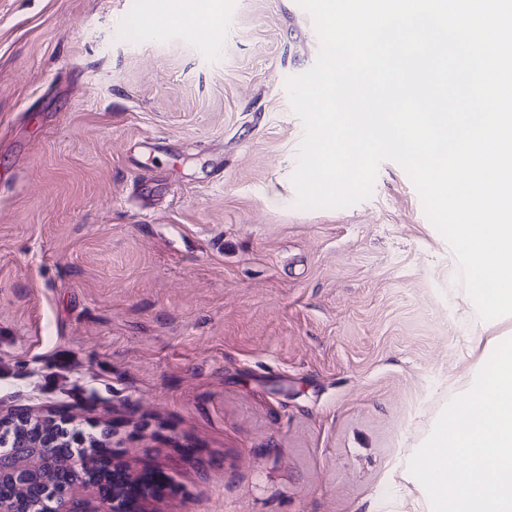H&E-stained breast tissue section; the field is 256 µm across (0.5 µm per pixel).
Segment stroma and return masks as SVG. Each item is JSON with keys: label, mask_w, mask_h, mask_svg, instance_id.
I'll list each match as a JSON object with an SVG mask.
<instances>
[{"label": "stroma", "mask_w": 512, "mask_h": 512, "mask_svg": "<svg viewBox=\"0 0 512 512\" xmlns=\"http://www.w3.org/2000/svg\"><path fill=\"white\" fill-rule=\"evenodd\" d=\"M181 2L0 0V417L112 424L179 487L153 512H430L408 462L512 317L399 164L297 206L295 0H223L218 40Z\"/></svg>", "instance_id": "1"}]
</instances>
